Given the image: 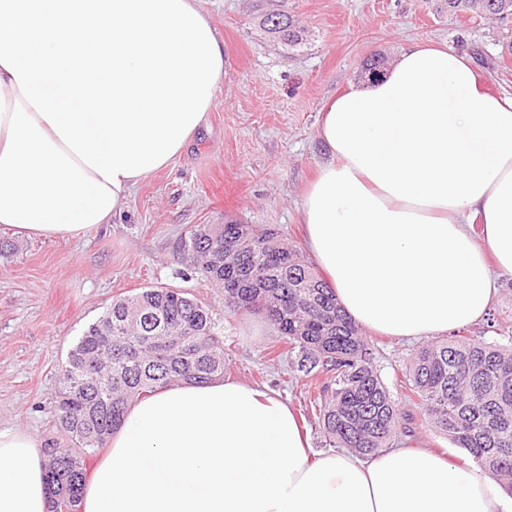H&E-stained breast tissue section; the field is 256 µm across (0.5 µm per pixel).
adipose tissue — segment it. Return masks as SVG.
Instances as JSON below:
<instances>
[{
    "label": "adipose tissue",
    "instance_id": "ef3b65f1",
    "mask_svg": "<svg viewBox=\"0 0 512 512\" xmlns=\"http://www.w3.org/2000/svg\"><path fill=\"white\" fill-rule=\"evenodd\" d=\"M224 75L196 0H0V226L110 223L206 123ZM319 138L301 221L346 313L411 339L481 319L512 274V93L420 40L332 97ZM311 448L268 388L175 383L128 406L81 512H512L494 480L426 448ZM45 463L26 429L0 430V512H50Z\"/></svg>",
    "mask_w": 512,
    "mask_h": 512
}]
</instances>
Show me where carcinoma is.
Masks as SVG:
<instances>
[{
	"label": "carcinoma",
	"mask_w": 512,
	"mask_h": 512,
	"mask_svg": "<svg viewBox=\"0 0 512 512\" xmlns=\"http://www.w3.org/2000/svg\"><path fill=\"white\" fill-rule=\"evenodd\" d=\"M444 2L450 13L512 17V0ZM261 25L290 46L303 40L285 10ZM175 251L188 271L221 291L224 312L267 318L286 347L270 351L271 361L293 353L297 371L321 378L318 419L330 447L376 455L407 433L412 417L384 382L361 328L277 229L198 224ZM224 362V337L212 311L187 292L157 286L113 299L58 366L60 437L46 443L52 512H61L65 497L79 512L86 460L122 426L130 401L174 382L207 384L224 376ZM404 389L432 429L512 494V344L482 336L432 343L410 359Z\"/></svg>",
	"instance_id": "carcinoma-1"
}]
</instances>
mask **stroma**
Returning a JSON list of instances; mask_svg holds the SVG:
<instances>
[{
	"instance_id": "1",
	"label": "stroma",
	"mask_w": 512,
	"mask_h": 512,
	"mask_svg": "<svg viewBox=\"0 0 512 512\" xmlns=\"http://www.w3.org/2000/svg\"><path fill=\"white\" fill-rule=\"evenodd\" d=\"M224 44L226 76L208 122L166 168L143 180L110 223L68 239L25 238L0 226V429L58 436V365L113 299L152 286L179 288L209 305L224 336L227 377L267 386L309 429L312 450L326 452L306 380L267 352L276 332L260 314L228 317L219 290L187 276L174 247L198 224L234 220L276 227L297 247L302 192L325 155L318 138L327 100L368 82L367 58H393L411 42L443 43L470 56L494 91L512 93V21L453 15L436 0H200ZM287 10L303 32L284 46L262 31L263 14ZM486 316L460 335L512 338V276ZM375 362L396 388L420 339L367 332ZM400 444L420 442L468 467V453L415 413Z\"/></svg>"
}]
</instances>
